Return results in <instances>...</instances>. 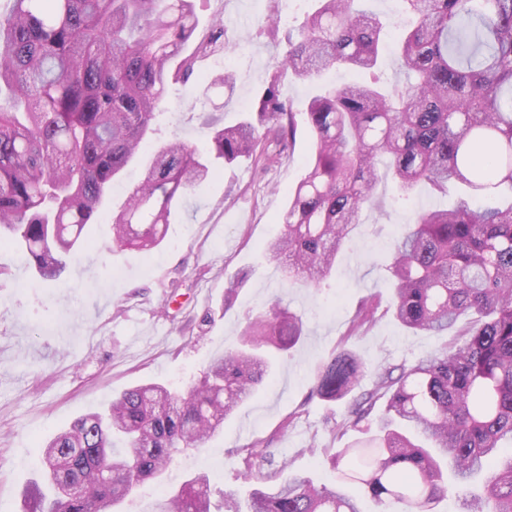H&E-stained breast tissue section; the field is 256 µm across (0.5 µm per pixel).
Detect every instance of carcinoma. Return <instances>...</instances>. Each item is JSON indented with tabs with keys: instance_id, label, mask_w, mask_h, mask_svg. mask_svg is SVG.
<instances>
[{
	"instance_id": "obj_1",
	"label": "carcinoma",
	"mask_w": 512,
	"mask_h": 512,
	"mask_svg": "<svg viewBox=\"0 0 512 512\" xmlns=\"http://www.w3.org/2000/svg\"><path fill=\"white\" fill-rule=\"evenodd\" d=\"M0 12V241L16 244L42 282L64 278L109 190L136 160L143 178L112 212L119 249L161 244L182 196L246 158L278 163L299 123L313 134L303 178L266 253L289 284L319 288L352 239L387 159L398 198L420 186L463 185L474 197L512 189V0H401L407 27L397 59L402 86L377 73L386 22L359 0H315L285 34L287 51L248 119L215 126L201 154L177 137L155 143L168 88L196 76L199 59L237 45L215 19L195 41V0H8ZM330 68L369 75L326 88L305 111L280 97L281 76ZM391 314L404 328L450 345L368 373L342 349L317 368L313 393L352 397L338 436L385 403L371 435L336 449L331 488L287 472L260 475L262 443L246 448L244 476L259 487L224 512H433L452 495L459 512H512V201L475 209H427L394 244L385 265ZM362 304L352 328L375 320ZM304 336L302 317L274 305L249 321L241 344L215 359L188 391L136 385L102 411L76 419L46 445L42 484L26 512H116L129 488L155 482L173 459L218 433L272 371L271 354ZM287 475H282V472ZM156 512H211L199 473L159 498Z\"/></svg>"
}]
</instances>
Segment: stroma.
Wrapping results in <instances>:
<instances>
[{"label": "stroma", "instance_id": "stroma-1", "mask_svg": "<svg viewBox=\"0 0 512 512\" xmlns=\"http://www.w3.org/2000/svg\"><path fill=\"white\" fill-rule=\"evenodd\" d=\"M312 6V0H298L286 14L280 0H201L198 35L221 16L239 45L228 54L232 65L224 63L228 56L203 59L199 77L170 88L161 106L160 140L175 136L202 149L215 106H223L228 125L250 115L287 49L283 37L263 33L267 15L280 14L287 28L299 25ZM224 70L235 78L233 89L208 88L206 75ZM354 79L333 69L318 82L286 76L281 95L299 112L319 82ZM312 141L302 125L287 158L275 166L262 170L246 160L219 166L187 194L158 248L117 249L107 217L98 218L89 232L92 247L77 253L57 283L37 280L17 248L0 243V512H22L20 493L38 477L46 438L126 388L156 380L187 390L213 359L236 346L250 319L275 303L302 316L301 341L276 354L271 378L218 435L177 456L164 479L139 490L125 510L150 512L161 493L199 472L210 478L213 502L225 491L246 493L237 450L257 439L269 443L270 461L262 473H274L285 462L316 484L334 486L326 455L358 431L374 429L375 422L365 420L337 437L348 403L313 395L315 368L341 348L358 353L373 369L415 361L449 343V336L416 334L393 319L383 265L404 225L420 210L453 206L459 192L453 188L441 198L422 187L400 201L393 180H381L372 205L360 214L354 241L338 255L323 288L289 286L268 260L265 244L278 230ZM235 280L241 286L228 308L224 290ZM369 296L377 302L375 323L348 335L356 307ZM288 417L292 425L279 434Z\"/></svg>", "mask_w": 512, "mask_h": 512}]
</instances>
